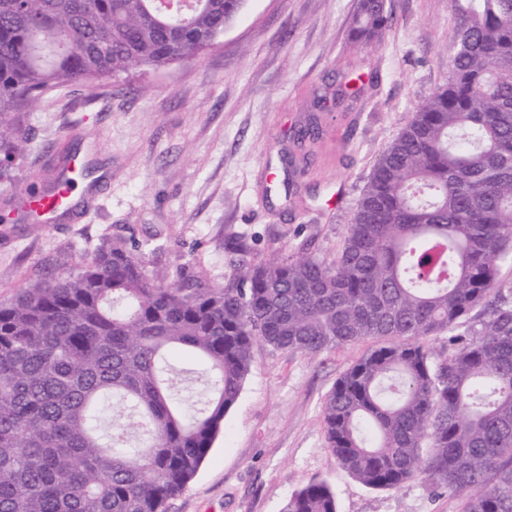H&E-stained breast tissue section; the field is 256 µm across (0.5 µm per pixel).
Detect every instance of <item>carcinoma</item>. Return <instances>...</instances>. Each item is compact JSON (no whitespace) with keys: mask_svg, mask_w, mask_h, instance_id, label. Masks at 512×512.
Wrapping results in <instances>:
<instances>
[{"mask_svg":"<svg viewBox=\"0 0 512 512\" xmlns=\"http://www.w3.org/2000/svg\"><path fill=\"white\" fill-rule=\"evenodd\" d=\"M245 0H0V154L27 106L63 83L201 58ZM389 11L358 0L351 37ZM448 81L380 154L341 250L250 259L222 287L178 282L137 242L103 243L0 304V512H167L236 404L260 340L316 355L382 343L322 405L327 448L372 489L412 480L459 512H512V0H464ZM467 331L435 359L427 340ZM195 354L183 395L166 353ZM282 512H337L312 478Z\"/></svg>","mask_w":512,"mask_h":512,"instance_id":"1","label":"carcinoma"}]
</instances>
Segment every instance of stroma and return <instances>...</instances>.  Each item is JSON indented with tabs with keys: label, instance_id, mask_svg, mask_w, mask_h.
Instances as JSON below:
<instances>
[{
	"label": "stroma",
	"instance_id": "stroma-1",
	"mask_svg": "<svg viewBox=\"0 0 512 512\" xmlns=\"http://www.w3.org/2000/svg\"><path fill=\"white\" fill-rule=\"evenodd\" d=\"M357 0H246L221 44L161 73L120 75L96 90L64 84L21 115L22 157L0 179V302L91 258L113 238L142 244L171 278L221 286L229 249L254 258H331L380 154L449 75L458 0H389L379 43L350 36ZM315 121L316 139L295 130ZM93 168L90 202L53 224L28 220L29 191L50 193L63 157ZM374 341L310 357L255 343L241 395L168 512H281L325 479L337 512H458L415 480L368 488L326 446L322 404Z\"/></svg>",
	"mask_w": 512,
	"mask_h": 512
}]
</instances>
